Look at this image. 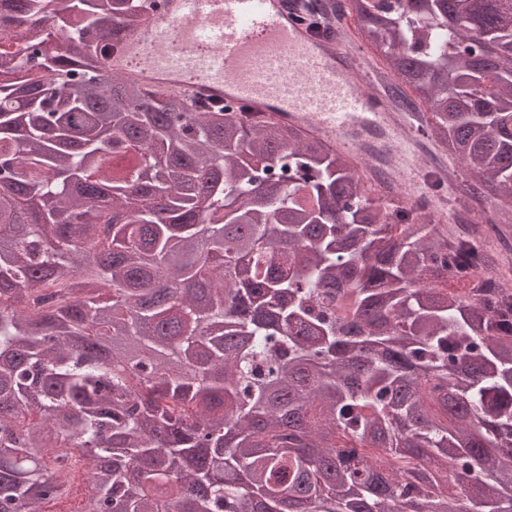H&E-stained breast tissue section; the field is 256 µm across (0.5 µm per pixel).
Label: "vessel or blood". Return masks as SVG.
I'll list each match as a JSON object with an SVG mask.
<instances>
[{"mask_svg": "<svg viewBox=\"0 0 512 512\" xmlns=\"http://www.w3.org/2000/svg\"><path fill=\"white\" fill-rule=\"evenodd\" d=\"M321 43L289 22L284 0H165L141 30L125 32L102 65L113 74L167 89L195 76L189 93L242 103L261 118L301 123L336 151L362 161L361 133L387 130L399 161L398 185L408 196L424 190L422 147L412 117L392 111L378 91L376 71L351 45L347 23ZM182 47L166 48L172 38ZM140 53L130 69L127 55Z\"/></svg>", "mask_w": 512, "mask_h": 512, "instance_id": "vessel-or-blood-1", "label": "vessel or blood"}]
</instances>
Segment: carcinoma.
<instances>
[{"label": "carcinoma", "instance_id": "carcinoma-1", "mask_svg": "<svg viewBox=\"0 0 512 512\" xmlns=\"http://www.w3.org/2000/svg\"><path fill=\"white\" fill-rule=\"evenodd\" d=\"M145 2L0 0V512L58 500L60 458L83 512H512L501 0L347 5L492 251L296 124L102 88Z\"/></svg>", "mask_w": 512, "mask_h": 512}]
</instances>
